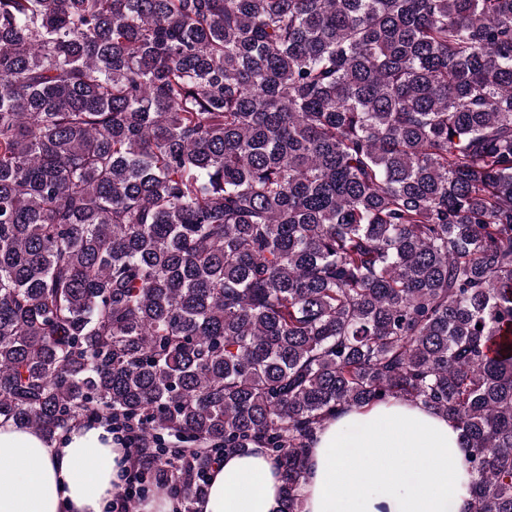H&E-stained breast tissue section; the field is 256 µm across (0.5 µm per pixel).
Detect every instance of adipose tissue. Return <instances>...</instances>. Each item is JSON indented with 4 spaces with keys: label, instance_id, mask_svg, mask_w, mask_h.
Instances as JSON below:
<instances>
[{
    "label": "adipose tissue",
    "instance_id": "adipose-tissue-1",
    "mask_svg": "<svg viewBox=\"0 0 512 512\" xmlns=\"http://www.w3.org/2000/svg\"><path fill=\"white\" fill-rule=\"evenodd\" d=\"M104 426L48 441L0 423V512H103L126 448ZM459 431L447 417L394 400L338 413L309 450L303 512H466L472 476L461 464ZM277 467L261 448L230 454L210 473L199 512H277Z\"/></svg>",
    "mask_w": 512,
    "mask_h": 512
}]
</instances>
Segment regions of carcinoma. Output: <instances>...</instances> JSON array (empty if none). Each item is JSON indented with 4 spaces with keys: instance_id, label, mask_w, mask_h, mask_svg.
Returning a JSON list of instances; mask_svg holds the SVG:
<instances>
[{
    "instance_id": "obj_1",
    "label": "carcinoma",
    "mask_w": 512,
    "mask_h": 512,
    "mask_svg": "<svg viewBox=\"0 0 512 512\" xmlns=\"http://www.w3.org/2000/svg\"><path fill=\"white\" fill-rule=\"evenodd\" d=\"M391 398L512 512V0H0V420L302 512ZM277 467L263 448L225 455L210 473L199 512H276L281 502Z\"/></svg>"
}]
</instances>
